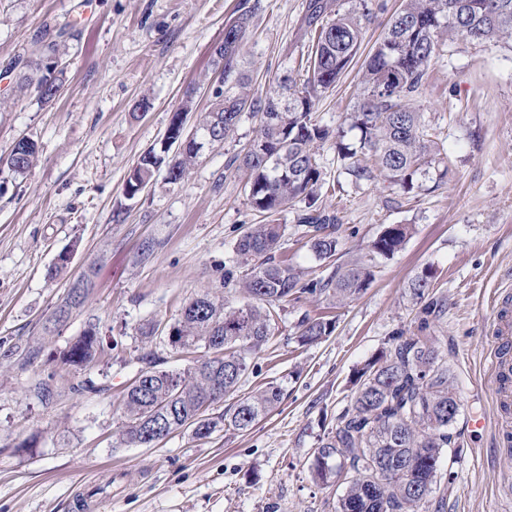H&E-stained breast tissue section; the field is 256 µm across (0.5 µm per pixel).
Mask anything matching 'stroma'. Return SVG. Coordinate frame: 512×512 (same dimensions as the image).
Listing matches in <instances>:
<instances>
[{"instance_id": "1", "label": "stroma", "mask_w": 512, "mask_h": 512, "mask_svg": "<svg viewBox=\"0 0 512 512\" xmlns=\"http://www.w3.org/2000/svg\"><path fill=\"white\" fill-rule=\"evenodd\" d=\"M307 0H0V72L30 57L45 26L68 25L67 81L50 104L15 93L0 79V157L23 138L39 157L25 179L0 186V512H335L336 486L317 481L315 453L353 397L357 370L412 333L421 306L409 284L434 274L431 296L447 304L432 328L448 357L460 403L454 447L444 449L450 482L442 512H494L512 479V447L497 420V383L483 366L497 290H512V46L464 37L439 45L413 107L441 152L411 192L380 173L366 181L343 174L333 141L317 151L325 181L321 210L334 215L336 260L317 259L298 208L277 216L285 232L277 258L302 282L327 278L337 264L374 270L365 293L343 307L304 293L283 304L273 336L252 354L236 392L213 405L234 408L272 383L283 397L248 430L207 438L175 431L148 447L125 448L116 430L137 356L185 368L167 330L192 299L239 305L247 271L237 241L264 221L248 200L243 172L228 163L256 138L243 113L224 144L200 155L184 180L165 172L135 199L125 181L141 153L159 144L187 91L197 108L215 70L212 47L226 24L252 15L242 54L259 93L273 91L282 64L299 66L311 44L301 31ZM401 0H336L339 12H369L358 56L316 103L313 118L337 131L353 110L365 56L380 41ZM148 102L141 112L140 102ZM388 224L409 225L389 257L369 244ZM149 255H142L143 246ZM76 252L57 276L49 270L67 247ZM97 277L66 326L47 330L70 283L88 268ZM326 317L333 332L298 341L303 318ZM159 324L157 339L144 327ZM117 343L76 373L55 367L52 351L88 327ZM83 379L93 392L76 391ZM46 381L52 399L33 386ZM484 427H476V420Z\"/></svg>"}]
</instances>
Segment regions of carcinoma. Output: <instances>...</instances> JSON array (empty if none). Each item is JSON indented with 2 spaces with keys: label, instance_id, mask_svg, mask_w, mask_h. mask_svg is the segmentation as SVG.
Instances as JSON below:
<instances>
[{
  "label": "carcinoma",
  "instance_id": "carcinoma-1",
  "mask_svg": "<svg viewBox=\"0 0 512 512\" xmlns=\"http://www.w3.org/2000/svg\"><path fill=\"white\" fill-rule=\"evenodd\" d=\"M335 0H308L304 28L317 34L306 59L305 78L283 66L276 77L278 91L261 96L252 88L241 51L250 34L251 15L239 14L224 42L212 54L224 92L215 93L206 109L196 113L193 139L172 153L166 141L144 152L130 170L125 195L135 196L167 168L168 180H183L198 159L194 144L208 140L221 145L244 112L259 121V134L241 156L245 189L252 206L269 218L255 224L236 246L247 264L262 262L239 285L245 298L240 306L207 296L186 304L170 326L168 341L182 353L203 352L181 371L142 367L126 387L123 419L118 430L125 447L151 445L143 422L153 420L168 432L193 428L198 437L224 428L246 430L281 401V388L272 383L242 399L231 413L217 416L207 410L235 392L248 370V357L265 345L280 304L300 293L319 292L344 306L368 287L373 271L354 262L325 280L303 285L291 269L276 260L284 225L272 221L286 208L303 204V223L312 229L311 249L316 258L336 256L339 244L335 219L318 206L321 171L316 149L330 135L313 120L316 101L348 70L361 46L362 29L351 13L334 11ZM455 36L475 42H512V0H403L381 41L362 67L360 93L349 117V128L359 133L356 144L338 143L344 170L357 180L378 170L386 181L405 192L435 152L422 113L410 106L439 43ZM61 43L38 44L26 62L27 74L17 80L20 90H32L40 102L59 97L65 65ZM38 153L31 139L15 143L5 161L7 176L25 178ZM410 232L405 224L382 228L371 251L392 255ZM94 270L78 278L84 292L78 301L65 299L52 314L53 327L63 325L85 303L94 286ZM446 312L442 299H431L419 311L417 332L392 337L389 352L357 372L350 406L321 441L315 477L328 483L341 474L347 481L336 497V512H418L430 506V496L441 475L442 451L453 443L452 426L460 404L450 384L447 356L438 337L428 333L431 322ZM300 341L314 342L333 331L332 322L306 317L299 324ZM107 338L93 328L62 351L54 361L77 372L104 351Z\"/></svg>",
  "mask_w": 512,
  "mask_h": 512
}]
</instances>
